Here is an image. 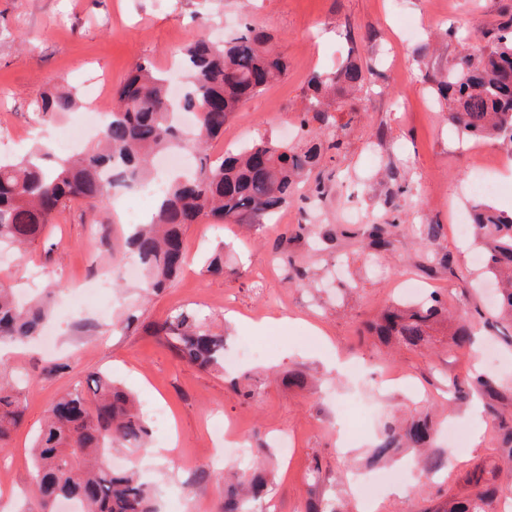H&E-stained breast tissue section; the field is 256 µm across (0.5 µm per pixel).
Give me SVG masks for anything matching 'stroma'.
<instances>
[{
	"mask_svg": "<svg viewBox=\"0 0 512 512\" xmlns=\"http://www.w3.org/2000/svg\"><path fill=\"white\" fill-rule=\"evenodd\" d=\"M205 13L204 24L194 20ZM512 16V0H0V155L33 149L39 121L34 104L52 83L86 94L104 83L103 100L114 93L132 65L147 59L173 68L187 41L232 38L251 24L270 36L284 58L285 74L245 100L209 143L210 159L272 138L298 140L313 71H330L345 60L372 65L375 74L358 98L336 105L342 139L327 153L321 193L305 186L269 224L219 226L202 219L183 236L186 265L158 296L143 301L134 282H116L108 293L67 318L72 298L92 287L93 271L132 263L126 247L127 206L137 200L115 192L96 219L84 204H68L51 230L26 256L0 252V271L14 287L31 293L46 281L63 286L51 323L54 353L42 341L0 346V370L28 379L25 422L0 453V512H40L32 481V437L47 405L75 382L108 373L133 392L144 413L162 408L168 427L152 429L151 443L171 445L168 460L152 464L162 512H223L222 470L216 451L224 441L210 425L231 420L245 448L268 451L274 480L253 512H306L310 497L348 505L352 512H442L447 503L476 485L497 491L488 512H505L512 500V469L498 464L502 437L497 417L473 414V403L455 400L451 379H465L472 360L501 382L498 417L512 419V325L495 322L484 289L473 240L455 231L458 209H471L473 167L493 164L491 179L503 192L495 207L512 212V155L496 141L459 135L434 81L464 46L477 45ZM395 222L392 249L370 255L363 247L371 224ZM300 224L315 225L317 249L294 235ZM441 236L423 244L428 225ZM224 248L222 275L207 272L205 260ZM448 266H440L441 257ZM302 279L289 280L291 268ZM441 294L453 319H464L476 335L473 351L462 353L445 329L433 331L427 348L390 349L363 329L385 305L416 303ZM193 307L207 315L225 346L250 338L270 346L268 357L249 358L234 369L203 370L183 361L157 330L174 309ZM137 309L139 321L123 329L119 320ZM369 363L402 377L374 387L339 374L335 359ZM295 371L314 374L310 386H290ZM256 378L253 399L242 400L235 384ZM357 397L370 418L355 448L344 450L342 408ZM432 410L440 426L465 432L468 445L454 450L444 431L437 444L454 451L447 472L424 477L406 455L388 465L374 495L353 480L387 418ZM320 466V481L309 470Z\"/></svg>",
	"mask_w": 512,
	"mask_h": 512,
	"instance_id": "stroma-1",
	"label": "stroma"
}]
</instances>
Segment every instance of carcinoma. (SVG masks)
I'll return each instance as SVG.
<instances>
[{
    "instance_id": "1",
    "label": "carcinoma",
    "mask_w": 512,
    "mask_h": 512,
    "mask_svg": "<svg viewBox=\"0 0 512 512\" xmlns=\"http://www.w3.org/2000/svg\"><path fill=\"white\" fill-rule=\"evenodd\" d=\"M188 88L173 100L167 78L138 62L116 90V103L105 115L99 143L86 152L42 164L48 151L38 147L16 160L0 159V246L21 252L51 226L66 204L80 201L89 212L112 192L148 177L153 158L170 149L190 151L197 162L190 177L168 179L167 191L150 221L137 225L127 245L145 272L144 297L166 288L183 263V229L201 217L220 224H262L294 197L319 167L325 148L312 129L332 123L329 100L354 95L374 75L369 65L347 60L331 72H315L308 81V106L298 115L302 143L290 146L259 140L220 161L206 153L209 141L224 135V126L247 97L259 93L286 70L284 59L266 34L247 27L230 41L214 44L191 40L180 49ZM437 92L450 103L448 119L466 136L496 140L512 153V17L500 23L491 40L464 50L437 81ZM80 109L75 92L57 88L36 103L38 118L52 124ZM202 112L195 137L184 141L173 121L175 112ZM472 236L479 245L486 277L498 286L493 315L512 322V213L487 202L472 207ZM370 245L376 251L394 246L387 224H371ZM60 285L51 281L34 299H19L9 281L0 279V341H25L40 335L52 316ZM448 307L438 294L408 307L389 306L368 326L381 342L410 348L425 344L429 330L446 321ZM180 357L202 369L224 367V336L215 333L194 309L181 308L159 325ZM472 331L458 323L452 343L472 344ZM490 396L499 394L493 377L475 373L466 383L452 381L454 394L466 397L465 386ZM25 411L21 380H0V450L8 448ZM502 457L512 463V426L500 419ZM151 429L139 403L112 377L95 375L76 383L45 410L33 446L34 479L41 512H55L60 501L79 504V512H156L153 486L134 467L114 470L106 452L112 448H146ZM429 416L384 425L371 451L377 462L401 448H416L415 466L431 474L448 466L446 452L431 448ZM224 512H249L247 502L261 498L269 485L265 472L251 476L225 473ZM496 491L485 489L456 500L442 512H486Z\"/></svg>"
}]
</instances>
